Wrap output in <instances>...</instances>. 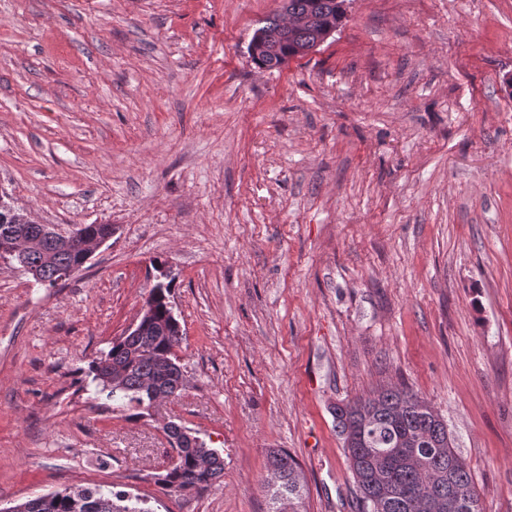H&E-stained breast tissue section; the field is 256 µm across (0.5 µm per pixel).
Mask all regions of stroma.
Here are the masks:
<instances>
[{
  "mask_svg": "<svg viewBox=\"0 0 512 512\" xmlns=\"http://www.w3.org/2000/svg\"><path fill=\"white\" fill-rule=\"evenodd\" d=\"M281 0H0V189L115 235L49 287L0 260V512L70 487L146 512H357L337 404L390 384L448 425L485 512H512V0H348L278 69ZM166 268L178 397L105 406L91 361ZM175 422L224 457L158 484ZM267 459L274 475V481L267 486L273 505L270 512H286L282 507L285 502H288V512H300L298 507L302 504L305 489L298 462L281 448L271 449Z\"/></svg>",
  "mask_w": 512,
  "mask_h": 512,
  "instance_id": "stroma-1",
  "label": "stroma"
}]
</instances>
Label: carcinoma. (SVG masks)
<instances>
[{"mask_svg":"<svg viewBox=\"0 0 512 512\" xmlns=\"http://www.w3.org/2000/svg\"><path fill=\"white\" fill-rule=\"evenodd\" d=\"M288 15L295 22L285 26L281 14L266 19V35L252 61L267 69L282 66L320 39L324 26L341 24L344 13L338 0H288ZM21 233L47 234L44 224H12L0 209V247ZM24 264L30 273L53 286L61 272L81 269L74 249L48 248L30 253ZM158 322L138 336H123L91 361L89 370L99 393L126 407L139 408L147 397L144 386L166 395L183 377L177 349L183 331L169 328L170 284L157 283L149 295ZM336 429L356 483L358 512H483L480 496L466 463L448 446V427L437 411L407 387L381 388L369 396L336 408ZM176 462L159 479L163 487L177 483L200 487L204 492L224 476V457L207 453L206 442L184 447L177 432L168 433ZM209 454L207 470L197 460ZM274 481L268 485L270 512H300L305 494L299 464L284 449L268 453ZM25 512H147L124 493L100 487L65 489L24 502Z\"/></svg>","mask_w":512,"mask_h":512,"instance_id":"1","label":"carcinoma"}]
</instances>
